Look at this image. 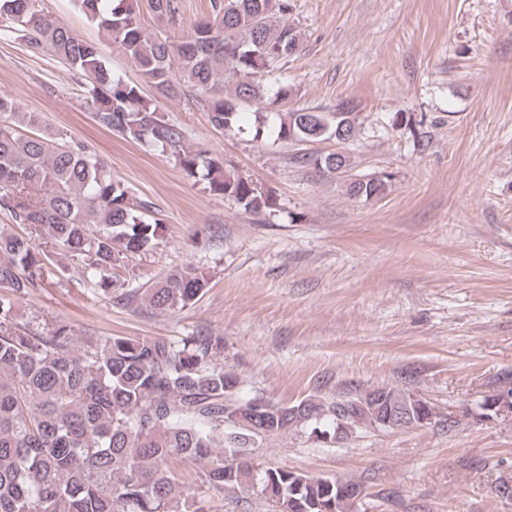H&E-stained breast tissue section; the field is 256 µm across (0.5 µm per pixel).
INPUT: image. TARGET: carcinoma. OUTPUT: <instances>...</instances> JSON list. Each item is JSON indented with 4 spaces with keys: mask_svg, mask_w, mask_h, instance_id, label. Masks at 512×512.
<instances>
[{
    "mask_svg": "<svg viewBox=\"0 0 512 512\" xmlns=\"http://www.w3.org/2000/svg\"><path fill=\"white\" fill-rule=\"evenodd\" d=\"M103 27L139 69L144 83L165 98L182 88L233 130L240 108L255 107L253 139L274 126L282 141L345 142L357 115L328 116L306 109L276 110L288 86L270 92L264 76L300 48L288 23L292 0H210V15L183 40L148 36L134 0H74ZM172 19L174 0H150ZM32 53L48 51L83 80L84 104L94 121L125 140L171 152L179 166L210 192L246 211L272 213L277 199L253 181L224 170V160L187 148L180 127L167 122L141 85L112 75L100 48L38 9V0H0V33ZM42 113L24 111L0 94V208L32 235L0 228V512H200L178 489L173 458L200 465L209 489H248L273 512H357L363 487L350 479L315 476L283 467L256 470L247 457L263 441L290 431L340 443L376 418L404 415L412 427L442 422L430 403L391 386H377L328 402L309 395L289 403L244 399L236 373L214 362L220 336H189L177 346L161 338L112 336L75 349L71 327L47 330L18 320L17 303L41 287L49 267L73 261L100 293L112 296L116 268L129 254L156 244L159 222L87 143L66 133L23 135L39 128ZM313 162L322 173L347 167L339 152ZM387 176L354 179L351 197H376ZM208 286L192 267L173 270L144 290L142 300L165 313L194 305ZM487 395L482 416L494 417L502 395Z\"/></svg>",
    "mask_w": 512,
    "mask_h": 512,
    "instance_id": "1",
    "label": "carcinoma"
}]
</instances>
